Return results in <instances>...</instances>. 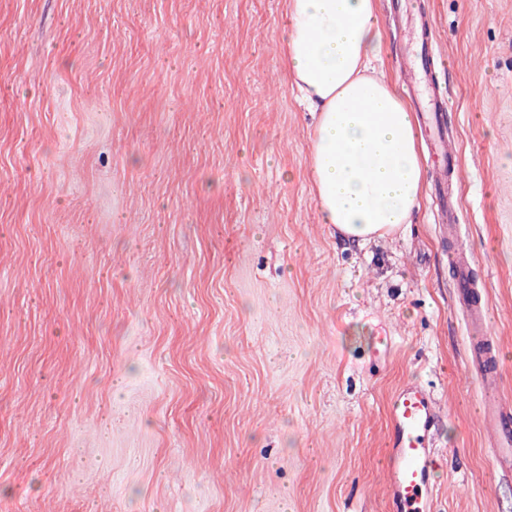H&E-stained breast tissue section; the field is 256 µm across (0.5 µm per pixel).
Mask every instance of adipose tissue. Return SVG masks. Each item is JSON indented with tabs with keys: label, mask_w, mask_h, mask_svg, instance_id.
I'll list each match as a JSON object with an SVG mask.
<instances>
[{
	"label": "adipose tissue",
	"mask_w": 512,
	"mask_h": 512,
	"mask_svg": "<svg viewBox=\"0 0 512 512\" xmlns=\"http://www.w3.org/2000/svg\"><path fill=\"white\" fill-rule=\"evenodd\" d=\"M281 59L315 118L309 175L323 223L362 243L410 223L424 180L416 118L378 69L376 0H288Z\"/></svg>",
	"instance_id": "obj_1"
}]
</instances>
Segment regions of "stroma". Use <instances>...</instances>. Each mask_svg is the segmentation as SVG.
I'll use <instances>...</instances> for the list:
<instances>
[{
    "mask_svg": "<svg viewBox=\"0 0 512 512\" xmlns=\"http://www.w3.org/2000/svg\"><path fill=\"white\" fill-rule=\"evenodd\" d=\"M406 3L452 59V244L427 191L321 222L286 0H0V512H393L406 384L430 512H512L448 259L512 401V0ZM454 263L458 267V271H459L458 272L459 273V281H460L459 288H460L461 298H462L461 303L464 305V307L467 311V314L473 323H476V324L483 323L487 317V310L480 302L475 301L470 296L471 286L467 279V277H468L467 263L463 262V261H460L459 263L454 261ZM434 417V399L419 386L407 385L391 401L393 436L387 458L388 493L397 509L427 510L424 500L421 507L412 506L420 504L433 468L434 452L426 442Z\"/></svg>",
    "mask_w": 512,
    "mask_h": 512,
    "instance_id": "stroma-1",
    "label": "stroma"
}]
</instances>
